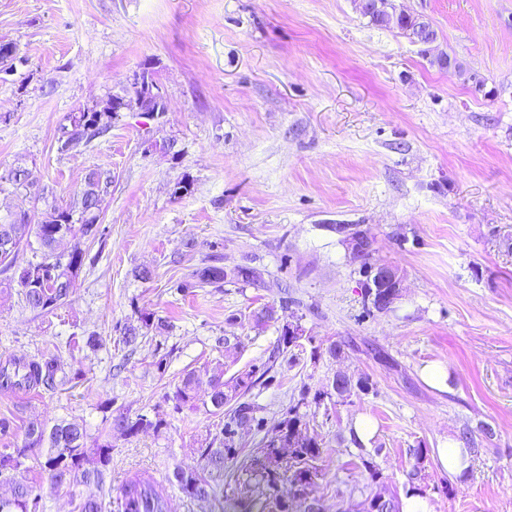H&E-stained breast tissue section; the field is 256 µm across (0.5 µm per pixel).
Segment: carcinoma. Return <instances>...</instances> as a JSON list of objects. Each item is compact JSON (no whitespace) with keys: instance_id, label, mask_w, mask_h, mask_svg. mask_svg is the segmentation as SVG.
Masks as SVG:
<instances>
[{"instance_id":"cac0c4a2","label":"carcinoma","mask_w":512,"mask_h":512,"mask_svg":"<svg viewBox=\"0 0 512 512\" xmlns=\"http://www.w3.org/2000/svg\"><path fill=\"white\" fill-rule=\"evenodd\" d=\"M361 13L373 24L392 25L412 40L420 32L437 36L429 22L411 14L395 13L391 0H372ZM139 95L137 84L131 82L125 95L109 96L69 113L67 124L61 128L58 138L59 150L67 152L108 133L119 112L130 108ZM111 187V171L96 168L86 175L84 186L73 201L54 205L51 221L33 224L27 215L20 214L5 224L0 223V241H10L14 246L13 252L0 253V264L13 271L5 287L18 288L26 307L51 312L64 303L70 285L84 263L85 252L76 244L65 256L56 252V246L66 237L97 236L102 205ZM21 250L31 254V259L23 265L17 263ZM226 279L224 268L206 264L194 269L179 288H219ZM137 321L138 324L124 328L123 343L128 347L138 344V340L150 331L160 333L168 328L165 321L155 318L150 312H139ZM84 376L85 371L81 369L65 370L59 358L52 353L28 359L13 357L0 363V389L15 393L40 395L44 391H60L69 385L76 386ZM257 383L253 369L244 370L227 381L221 374L211 376L209 399L203 401V405L211 406V414L222 417L224 428L219 434L204 439L205 446L199 449V466L178 465L173 469L170 484L182 494L197 500L217 499V489L224 481V460L239 455L233 438L234 427L243 420L249 423L257 421V406L246 399ZM198 384L199 376L195 371L184 374L172 396L175 411L188 404L195 405ZM355 386L366 391L369 382L363 379L354 385L348 376L342 375L335 378L331 392L303 390L297 402L288 409V417L280 423L278 439L285 441V446L274 448V438H266L257 455L243 463L242 471L246 478L235 479L237 494L252 498L263 494L266 487L283 483L287 486V498L277 501L278 512H293L297 493L308 497L313 492L318 477L314 462L322 451V442L313 435L296 447L290 446L291 439L307 429L300 408L311 403L319 405L324 398L334 395L347 398ZM104 409L108 435L94 448L86 446V432L76 422L62 420L50 426L37 418L28 420L21 444L10 452L0 453V477L8 474L11 481L10 495H0V512H45L46 505L40 494L35 492L24 475L28 471L26 460L32 455L39 453L45 456L41 468L53 485H93L101 491L106 486L112 461V435L131 438L141 431H158L163 426V420L153 421L145 415L133 419L123 407L112 408L110 401ZM363 465L369 470L371 479L364 490L366 508L363 512H400L399 500L380 481L375 466L369 461ZM168 499L166 492L138 475L130 479L123 489L122 512H167ZM76 508L78 512H104L105 504L103 497L89 495L80 499Z\"/></svg>"}]
</instances>
